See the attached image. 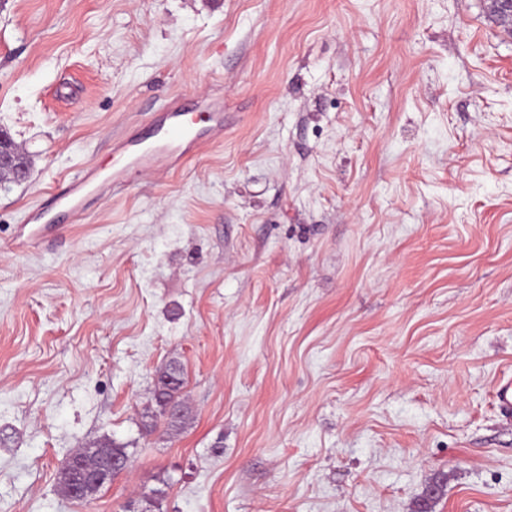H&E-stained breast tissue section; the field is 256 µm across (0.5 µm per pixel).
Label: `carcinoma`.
Here are the masks:
<instances>
[{
    "label": "carcinoma",
    "mask_w": 512,
    "mask_h": 512,
    "mask_svg": "<svg viewBox=\"0 0 512 512\" xmlns=\"http://www.w3.org/2000/svg\"><path fill=\"white\" fill-rule=\"evenodd\" d=\"M168 376L177 377L178 383L174 386L162 382L154 384L152 404L145 408L143 414V427L151 432L159 427L163 428L165 433L169 431L177 432L183 429L190 419V411L186 406L183 407L182 413L177 418H166V407L177 401V394L184 385L180 365L171 363L158 373V377L161 379ZM115 459H129L126 447L104 441L78 450L70 457L58 477V487L61 494L75 501H85V498L75 496L74 490L89 473L96 472L103 475V479L98 484L96 491L88 496V499H93L97 492L110 484L112 478L118 473V470L112 467V461Z\"/></svg>",
    "instance_id": "cac0c4a2"
}]
</instances>
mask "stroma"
Returning <instances> with one entry per match:
<instances>
[{
  "mask_svg": "<svg viewBox=\"0 0 512 512\" xmlns=\"http://www.w3.org/2000/svg\"><path fill=\"white\" fill-rule=\"evenodd\" d=\"M224 140L111 169L164 99ZM0 512H512V34L488 0H0ZM180 364L184 429L145 433ZM126 446L91 503L69 454ZM213 112H201L195 119L175 100L165 102L152 115L151 136L126 138L113 147L115 164L104 173L87 166L70 178L54 200L55 206L71 214L84 208L85 200L128 183L140 172L165 162L167 170L189 157L202 143L218 142L224 137V104L216 101ZM5 172H12L25 179L29 169L24 153L3 130H0V174ZM45 222L38 223L46 218ZM34 224H18L14 236V245L21 250H44L54 240L55 217L49 211H43L32 218Z\"/></svg>",
  "mask_w": 512,
  "mask_h": 512,
  "instance_id": "35a3bbf8",
  "label": "stroma"
}]
</instances>
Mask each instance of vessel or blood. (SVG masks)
<instances>
[{
	"label": "vessel or blood",
	"mask_w": 512,
	"mask_h": 512,
	"mask_svg": "<svg viewBox=\"0 0 512 512\" xmlns=\"http://www.w3.org/2000/svg\"><path fill=\"white\" fill-rule=\"evenodd\" d=\"M151 134L126 138L113 147L115 164L110 172L93 166L74 175L54 200L56 207L71 214L81 211L88 197L97 196L128 183L140 172L155 168L158 162L175 167L202 143L224 137V105L215 102L211 111L190 117L177 101L165 102L151 118ZM54 217L45 222L18 225L14 245L21 250L46 249L54 238Z\"/></svg>",
	"instance_id": "vessel-or-blood-1"
}]
</instances>
